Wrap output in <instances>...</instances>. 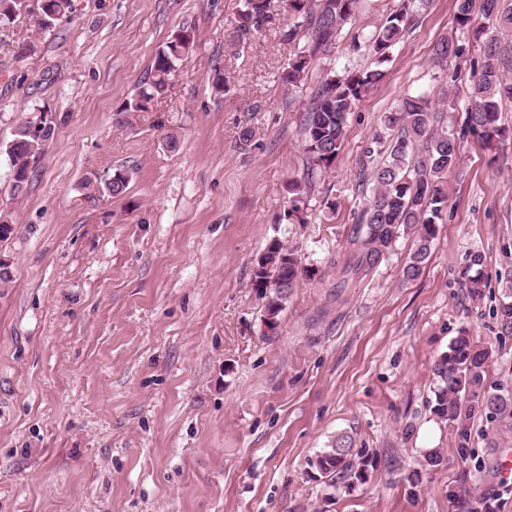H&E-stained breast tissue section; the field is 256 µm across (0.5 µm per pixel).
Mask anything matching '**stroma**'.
Instances as JSON below:
<instances>
[{"instance_id":"35a3bbf8","label":"stroma","mask_w":512,"mask_h":512,"mask_svg":"<svg viewBox=\"0 0 512 512\" xmlns=\"http://www.w3.org/2000/svg\"><path fill=\"white\" fill-rule=\"evenodd\" d=\"M72 3L50 29L38 24L41 0L0 24V214L17 226L0 244L12 272L0 288V512H461L478 498L512 512L497 472L512 429L474 418L477 457L464 462L432 410L434 364L464 332L495 349L486 387L512 390V318L499 310L512 284V140L464 130L481 57L457 27L456 0H430L384 64L354 38L398 0H364L297 86L281 75L309 39L282 0H268L272 23L244 41L240 0ZM183 28L195 47L165 95L129 111ZM445 36L463 51L437 67ZM26 41L36 55L19 56ZM346 65L380 77L349 114L335 163L314 170L303 114L322 77ZM419 92L463 136L429 260L404 277L415 243L405 230L373 276L317 318L335 282L329 261L374 195L366 149ZM32 112L54 135L18 194L5 145ZM118 169L123 193L85 188ZM293 180L299 224L284 215ZM274 238L304 272L271 329L252 278ZM473 251L477 300L459 284ZM341 433L375 462L349 490L308 466ZM432 448L444 461L430 469Z\"/></svg>"}]
</instances>
